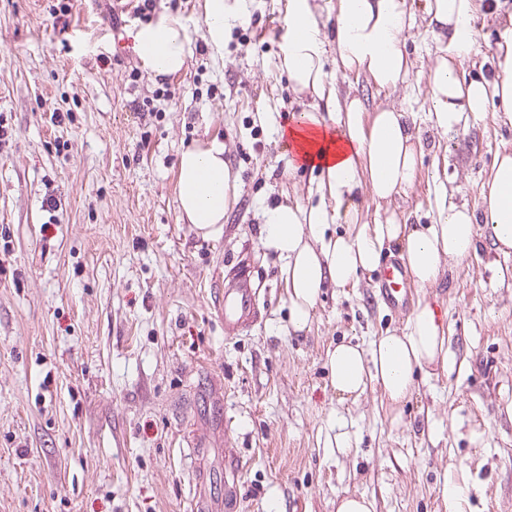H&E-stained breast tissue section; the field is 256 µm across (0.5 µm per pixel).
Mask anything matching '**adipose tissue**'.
Listing matches in <instances>:
<instances>
[{
  "mask_svg": "<svg viewBox=\"0 0 512 512\" xmlns=\"http://www.w3.org/2000/svg\"><path fill=\"white\" fill-rule=\"evenodd\" d=\"M482 0H426L435 38L441 39L427 76L430 106L425 129L445 134L480 123L489 109L512 113V27L503 29L486 71L462 77L457 68L474 51L473 25ZM336 25L325 31L321 15ZM287 34L279 44L278 67L294 89L316 105L301 112L285 135L298 166L320 171L313 203L280 201L262 210L261 244L282 263L293 329L311 322L325 284L357 287L387 252H395L419 289L439 285L448 269L477 249L480 236L498 252L512 253V151L499 153L471 203L448 198V188L429 189L432 223L401 222L390 206L414 190L423 145L403 108L367 109L355 92L338 95V77L357 76L379 90L405 84L411 62L404 35L417 24L410 0H286ZM142 67L155 75L179 73L190 50L187 27L168 15L132 34ZM334 70H327V62ZM238 177L224 161V145L214 140L184 150L178 159L176 202L180 216L206 237L220 235L234 199ZM385 219L364 221L361 191ZM344 225L343 233L333 225ZM448 338L441 311L417 301L401 331L386 333L369 347L340 342L328 350L331 384L341 397H357L367 387L398 404L412 393L418 376L447 368Z\"/></svg>",
  "mask_w": 512,
  "mask_h": 512,
  "instance_id": "1",
  "label": "adipose tissue"
}]
</instances>
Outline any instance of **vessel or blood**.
I'll list each match as a JSON object with an SVG mask.
<instances>
[{
    "label": "vessel or blood",
    "instance_id": "obj_1",
    "mask_svg": "<svg viewBox=\"0 0 512 512\" xmlns=\"http://www.w3.org/2000/svg\"><path fill=\"white\" fill-rule=\"evenodd\" d=\"M227 283L224 287L223 307L224 334L240 335L257 324L261 312L256 302L253 276L249 267L236 263L225 269ZM408 273L396 263H388L381 279V292L388 305L403 307L408 303Z\"/></svg>",
    "mask_w": 512,
    "mask_h": 512
}]
</instances>
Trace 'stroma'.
<instances>
[{
	"label": "stroma",
	"instance_id": "stroma-1",
	"mask_svg": "<svg viewBox=\"0 0 512 512\" xmlns=\"http://www.w3.org/2000/svg\"><path fill=\"white\" fill-rule=\"evenodd\" d=\"M0 0V512H336L363 494L375 512H446L441 478L472 487L465 512H512V255L490 239L429 289L455 364L390 406L380 390L340 399L326 351L402 328L378 273L323 288L308 329L288 328L281 263L261 245V212L307 202L317 171L293 168L280 133L308 109L277 67L282 0H235L223 53L205 46L202 0H155L188 28L181 73L144 70L134 0ZM407 87L367 105L428 109L438 43L413 0ZM512 22V0L480 12L471 72ZM169 95H162V86ZM148 105L138 111L136 102ZM420 182L401 211L427 224L426 184L447 173L473 201L512 115L422 132ZM219 139L239 176L224 231L181 220L177 159ZM248 264L263 319L224 334V268ZM352 446L332 449L335 418ZM481 441H471L472 432Z\"/></svg>",
	"mask_w": 512,
	"mask_h": 512
}]
</instances>
